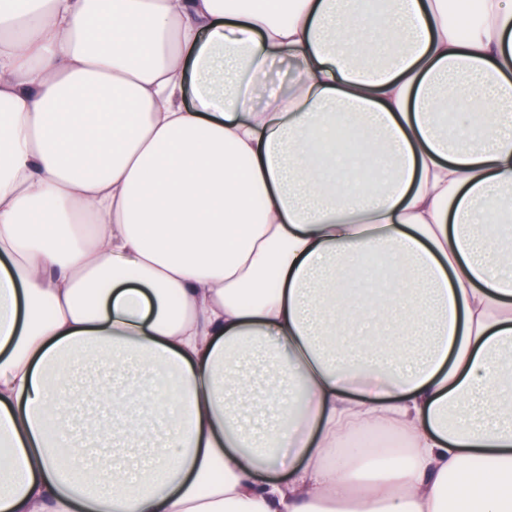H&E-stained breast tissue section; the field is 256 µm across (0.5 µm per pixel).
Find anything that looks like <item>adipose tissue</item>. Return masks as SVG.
Masks as SVG:
<instances>
[{
	"label": "adipose tissue",
	"mask_w": 512,
	"mask_h": 512,
	"mask_svg": "<svg viewBox=\"0 0 512 512\" xmlns=\"http://www.w3.org/2000/svg\"><path fill=\"white\" fill-rule=\"evenodd\" d=\"M77 356L152 379L77 431ZM0 447V512H512V8L0 0ZM360 442H354L351 447L354 451H359L362 448H366L368 452H371L375 456H380L387 459L397 458L399 451L395 448H400L401 444L391 435L381 434H363L356 437Z\"/></svg>",
	"instance_id": "adipose-tissue-1"
}]
</instances>
